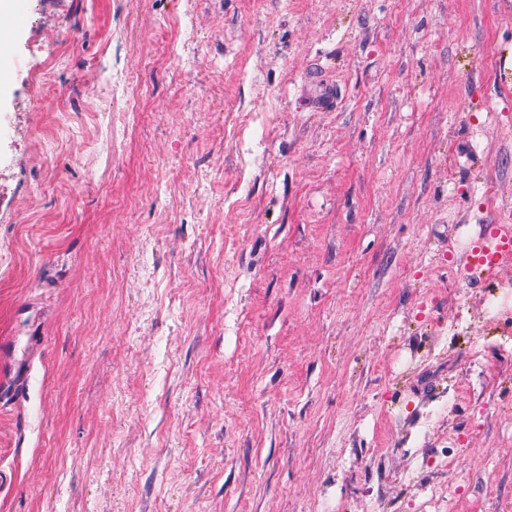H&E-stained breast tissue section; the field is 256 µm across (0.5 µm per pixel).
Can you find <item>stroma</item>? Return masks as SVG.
<instances>
[{"label":"stroma","instance_id":"obj_1","mask_svg":"<svg viewBox=\"0 0 512 512\" xmlns=\"http://www.w3.org/2000/svg\"><path fill=\"white\" fill-rule=\"evenodd\" d=\"M11 37L0 512H512V265L459 280L512 211V0Z\"/></svg>","mask_w":512,"mask_h":512}]
</instances>
